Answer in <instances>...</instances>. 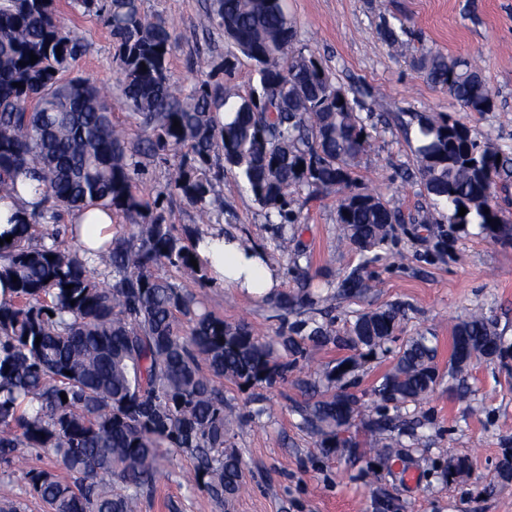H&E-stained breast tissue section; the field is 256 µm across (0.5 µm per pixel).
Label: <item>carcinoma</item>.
Listing matches in <instances>:
<instances>
[{
	"label": "carcinoma",
	"mask_w": 512,
	"mask_h": 512,
	"mask_svg": "<svg viewBox=\"0 0 512 512\" xmlns=\"http://www.w3.org/2000/svg\"><path fill=\"white\" fill-rule=\"evenodd\" d=\"M77 3L110 29L121 103L146 136L128 149L107 91L67 75L82 52L81 38L57 24L53 0H0V199L18 194L21 173L37 181L42 195L14 226L11 242L0 245V278H18L0 298V460L31 448L62 466L64 477L52 468L25 473L47 512H138L177 456L193 463L187 485L221 502L245 488L221 380L241 389L271 386L311 346L371 354L401 331L403 313L395 305L358 312L342 333L311 317L274 339L225 322L184 285L208 279L203 266L190 263L202 233L189 226L176 232L158 201L134 190L136 177L146 162H164L180 150L169 194L206 214L218 202L216 182L225 168L241 178L267 223L297 224L290 196L353 185L369 133L357 102L314 55L294 48L297 30L285 0H210L199 19L253 62L257 87L245 97L226 88L236 69L228 57L224 82L201 80L176 95L168 67L176 37L164 19L145 12L142 0ZM379 32L391 49L402 46L404 27L385 19ZM413 67L469 112L495 106L467 58L430 49ZM413 119L417 172L429 198L417 223L477 224L494 239L511 235L494 192L512 158L451 115ZM91 206L138 219L93 258L76 243L34 242L36 224ZM338 221L361 255L339 293L356 297L373 287L366 268L380 259L377 250L401 215L365 191L342 201ZM159 267L180 278L158 275ZM313 305L302 288L275 301L287 312ZM501 348L492 322L472 313L454 328L448 376L468 368L472 354L492 359ZM436 353L434 337H410L374 394L421 404L437 383ZM344 372H319L325 393L299 407L301 424L325 455L356 447L342 434L362 403L335 390ZM365 427L380 435L398 425L380 414Z\"/></svg>",
	"instance_id": "obj_1"
}]
</instances>
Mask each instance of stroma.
<instances>
[{"label":"stroma","instance_id":"1","mask_svg":"<svg viewBox=\"0 0 512 512\" xmlns=\"http://www.w3.org/2000/svg\"><path fill=\"white\" fill-rule=\"evenodd\" d=\"M286 5L298 48L320 59L360 103L371 137L356 169L357 190L380 193L403 218L383 246L381 260L368 268L376 288L359 298L337 297L332 312L341 331L353 313L398 305L404 311L402 330L387 350L360 359L340 385L360 398L364 416L398 415L415 421V430L373 436L358 422L350 432L361 451L323 455L296 409L313 398L304 381L336 366L351 351L333 345L313 348L273 386L244 390L225 384L224 398L236 414L233 443L245 474V489L230 505L189 488L182 473L192 463L179 457L166 466L140 512H512V480L499 475L503 455L512 449V358L476 362L460 386L448 378L454 327L474 309H482L512 346V238L487 237L475 224L426 228L414 223L427 198L416 172L417 139L410 125L416 114L448 113L512 156V0H286ZM205 6L206 0H143L144 10L162 16L176 36L170 58L175 86L190 87V66L200 56L211 59L213 80L224 79L221 66L229 45L222 31L199 27ZM55 9L58 22L82 37L76 72L110 90L114 122L129 144H137L144 132L121 106L108 28L73 0H55ZM385 19L404 22L402 53H393L382 41L379 25ZM429 48L473 58L494 95V109L466 111L414 70L411 57ZM179 162V155L172 154L167 162L149 165L135 183L136 192L157 200L176 226L217 229L262 249L281 274L280 293L296 291L297 271L290 253L277 247L276 225L266 223L236 173L225 171L216 187L223 205L204 221L195 208L164 193ZM343 195L332 189L314 199L302 193L291 201L301 221L288 225V234L293 251L309 258L310 287L317 293L335 291L360 262L343 242L337 216ZM189 287L226 322L248 323L262 337L278 336L303 318L207 280ZM420 332L433 336L437 346L439 379L433 392L418 406L380 401L375 388L399 347ZM387 444L391 459H379L376 449ZM461 461L468 466L467 477L448 480L449 468ZM50 464L26 448L11 462H0V505L42 512L25 474Z\"/></svg>","mask_w":512,"mask_h":512}]
</instances>
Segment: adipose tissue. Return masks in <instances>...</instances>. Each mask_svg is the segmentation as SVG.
Returning a JSON list of instances; mask_svg holds the SVG:
<instances>
[{
    "label": "adipose tissue",
    "mask_w": 512,
    "mask_h": 512,
    "mask_svg": "<svg viewBox=\"0 0 512 512\" xmlns=\"http://www.w3.org/2000/svg\"><path fill=\"white\" fill-rule=\"evenodd\" d=\"M68 230L88 252L98 251L112 241V215L95 207L75 212ZM196 253L214 285L267 294L280 284L278 272L261 250L244 246L221 232L203 235L196 244Z\"/></svg>",
    "instance_id": "obj_1"
}]
</instances>
